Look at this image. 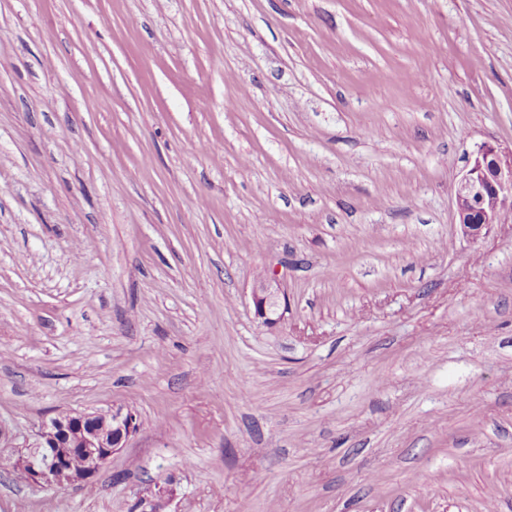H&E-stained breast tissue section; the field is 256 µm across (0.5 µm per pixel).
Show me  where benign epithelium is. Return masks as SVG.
Masks as SVG:
<instances>
[{
    "label": "benign epithelium",
    "instance_id": "1",
    "mask_svg": "<svg viewBox=\"0 0 512 512\" xmlns=\"http://www.w3.org/2000/svg\"><path fill=\"white\" fill-rule=\"evenodd\" d=\"M512 211V153L502 154L483 146L471 161L455 190V216L464 235L475 239L482 231L504 220ZM279 289L268 276L259 277L252 288L256 314L264 322L278 306ZM136 430L134 415L121 407L101 414H65L42 425L39 442L17 454L16 467L35 484L70 486L92 480L109 459L126 447ZM80 456L79 467L69 460ZM173 489L162 488L142 500L148 509L164 512Z\"/></svg>",
    "mask_w": 512,
    "mask_h": 512
}]
</instances>
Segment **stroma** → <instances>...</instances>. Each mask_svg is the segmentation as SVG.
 <instances>
[{"mask_svg": "<svg viewBox=\"0 0 512 512\" xmlns=\"http://www.w3.org/2000/svg\"><path fill=\"white\" fill-rule=\"evenodd\" d=\"M488 144L512 0H0V454L138 424L82 485L0 464V512H512ZM512 211V152L485 145L471 161L455 190V216L464 235L476 239ZM506 214V215H505ZM505 215V217H504ZM275 281L268 276L259 277L252 288V300L256 314L266 323H273L270 316L275 313L278 306V292Z\"/></svg>", "mask_w": 512, "mask_h": 512, "instance_id": "stroma-1", "label": "stroma"}]
</instances>
